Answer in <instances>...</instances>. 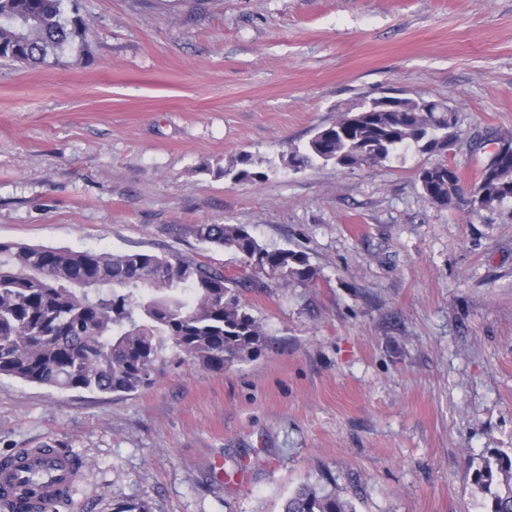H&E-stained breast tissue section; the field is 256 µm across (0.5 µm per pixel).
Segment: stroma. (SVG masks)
<instances>
[{
  "label": "stroma",
  "instance_id": "1",
  "mask_svg": "<svg viewBox=\"0 0 512 512\" xmlns=\"http://www.w3.org/2000/svg\"><path fill=\"white\" fill-rule=\"evenodd\" d=\"M62 66L0 64V241L237 261L186 235L243 224L312 280L244 288L257 352L167 355L131 393L0 377V457L83 462L54 512H281L321 483L356 512H479L512 449V202L472 210L471 138L512 132V0H75ZM383 96L454 108L461 138L349 170H254ZM460 175L451 206L418 171Z\"/></svg>",
  "mask_w": 512,
  "mask_h": 512
}]
</instances>
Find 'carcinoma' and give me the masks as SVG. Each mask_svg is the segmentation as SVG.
Masks as SVG:
<instances>
[{"instance_id": "obj_1", "label": "carcinoma", "mask_w": 512, "mask_h": 512, "mask_svg": "<svg viewBox=\"0 0 512 512\" xmlns=\"http://www.w3.org/2000/svg\"><path fill=\"white\" fill-rule=\"evenodd\" d=\"M84 19L64 0H0V60L25 66L62 65L83 37ZM459 139L443 112H346L302 148L292 168L332 161L337 168L376 165L410 149L432 153ZM460 176L447 162L422 171L429 198L446 207ZM473 209L512 202V153L490 174L479 171ZM189 235L235 255L239 272L188 255L148 251H74L0 242V376L62 391L131 393L152 381L172 350L200 367L224 365L257 348L264 332L239 290L283 287L313 279L305 256L269 250L242 224H190ZM475 482L488 496L486 512H512V454L484 459ZM282 512H356L336 492L303 483Z\"/></svg>"}]
</instances>
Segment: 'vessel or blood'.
Instances as JSON below:
<instances>
[{
  "instance_id": "b4317fda",
  "label": "vessel or blood",
  "mask_w": 512,
  "mask_h": 512,
  "mask_svg": "<svg viewBox=\"0 0 512 512\" xmlns=\"http://www.w3.org/2000/svg\"><path fill=\"white\" fill-rule=\"evenodd\" d=\"M78 478L64 456L42 448H25L18 452L14 467L0 470V500L15 501L20 490L33 484L39 493L29 499L28 506L31 512H41L46 502L67 500Z\"/></svg>"
}]
</instances>
